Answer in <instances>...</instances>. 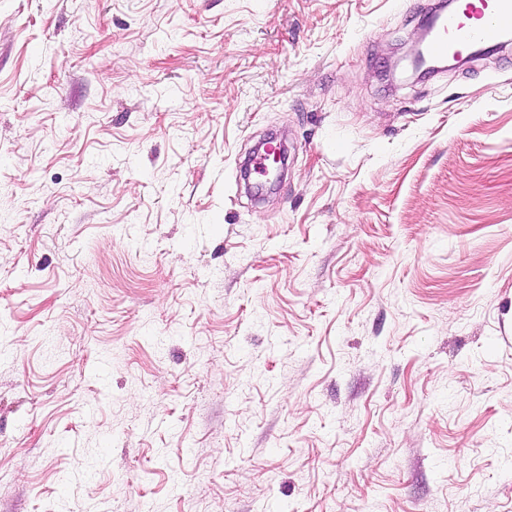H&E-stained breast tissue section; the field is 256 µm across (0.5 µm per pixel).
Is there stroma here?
<instances>
[{
  "label": "stroma",
  "instance_id": "stroma-1",
  "mask_svg": "<svg viewBox=\"0 0 512 512\" xmlns=\"http://www.w3.org/2000/svg\"><path fill=\"white\" fill-rule=\"evenodd\" d=\"M435 2L0 0V512H512V44L388 79Z\"/></svg>",
  "mask_w": 512,
  "mask_h": 512
}]
</instances>
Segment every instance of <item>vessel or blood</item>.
<instances>
[{"instance_id": "obj_1", "label": "vessel or blood", "mask_w": 512, "mask_h": 512, "mask_svg": "<svg viewBox=\"0 0 512 512\" xmlns=\"http://www.w3.org/2000/svg\"><path fill=\"white\" fill-rule=\"evenodd\" d=\"M512 36V0H464L459 11L438 18L426 54L445 58L500 44Z\"/></svg>"}]
</instances>
